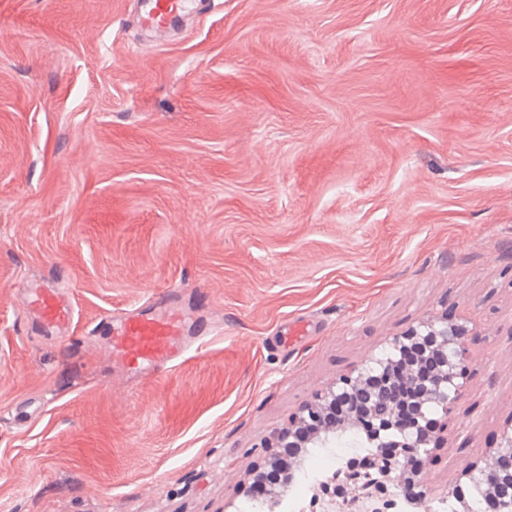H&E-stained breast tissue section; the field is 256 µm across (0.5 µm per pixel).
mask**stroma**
Here are the masks:
<instances>
[{
	"label": "stroma",
	"instance_id": "1",
	"mask_svg": "<svg viewBox=\"0 0 512 512\" xmlns=\"http://www.w3.org/2000/svg\"><path fill=\"white\" fill-rule=\"evenodd\" d=\"M51 274L62 338L25 306ZM163 291L223 333L138 382L95 326ZM432 313L476 332L440 497L512 419V0H197L163 34L0 0V512H241L268 430Z\"/></svg>",
	"mask_w": 512,
	"mask_h": 512
}]
</instances>
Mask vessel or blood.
Here are the masks:
<instances>
[{
  "label": "vessel or blood",
  "instance_id": "obj_1",
  "mask_svg": "<svg viewBox=\"0 0 512 512\" xmlns=\"http://www.w3.org/2000/svg\"><path fill=\"white\" fill-rule=\"evenodd\" d=\"M195 0H141L144 22L156 29L166 27L177 15L189 12ZM30 304L47 327L68 325L73 311L57 289L30 291ZM110 356L121 361L135 377L148 379L161 369L186 361L191 352L207 342L206 336L186 337L185 321L175 306L163 311L140 310L127 316L119 327H108Z\"/></svg>",
  "mask_w": 512,
  "mask_h": 512
}]
</instances>
